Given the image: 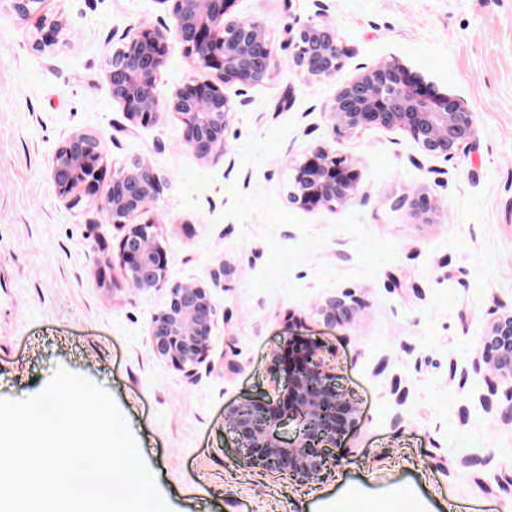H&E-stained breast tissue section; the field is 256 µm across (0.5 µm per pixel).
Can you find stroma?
Masks as SVG:
<instances>
[{
	"label": "stroma",
	"instance_id": "1",
	"mask_svg": "<svg viewBox=\"0 0 512 512\" xmlns=\"http://www.w3.org/2000/svg\"><path fill=\"white\" fill-rule=\"evenodd\" d=\"M70 28L45 53L33 22L0 6V399L41 393L59 370L106 390L139 439L170 512H323L351 486L401 487L433 512H512V390L474 369L494 316L512 311V0H234L276 48L271 79L227 94L228 154L181 144L171 114L126 129L105 71L123 37L171 21L166 0H46ZM331 25L350 50L335 79L289 60L288 28ZM397 58L475 112L478 139L432 158L405 134H335L324 112L359 66ZM169 39L157 86L196 76ZM105 162L149 159L169 283L210 288L207 359L188 376L152 351L165 290L130 288L113 258L123 235L85 199L68 208L49 178L71 130ZM352 159L366 204L303 209L294 159L316 146ZM426 191L429 221L398 207ZM345 297L348 315L320 308ZM310 340L349 391L358 423L316 481L236 466L229 405L277 400L289 342Z\"/></svg>",
	"mask_w": 512,
	"mask_h": 512
}]
</instances>
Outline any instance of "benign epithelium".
Wrapping results in <instances>:
<instances>
[{"mask_svg":"<svg viewBox=\"0 0 512 512\" xmlns=\"http://www.w3.org/2000/svg\"><path fill=\"white\" fill-rule=\"evenodd\" d=\"M22 19L39 16V37L32 49L42 52L69 28L62 16L42 13L45 0H7ZM172 25L141 26L116 49L107 70L112 101L129 122L128 131L152 122L159 113L174 114L182 125V145L200 160L224 155L232 105L229 86L253 88L271 76L272 43L256 20L227 19L233 0H170ZM293 65L309 78L329 80L343 67L349 49L335 30L308 22L289 28ZM179 40L195 67L210 77L192 78L159 98L156 93L170 38ZM326 115L337 133L376 127L401 132L433 158L448 160L454 149L478 137L476 113L454 96L434 93L395 59L363 66L336 92ZM292 203L301 208L365 204L354 163L315 147L292 165ZM106 165L100 139L85 130L70 132L55 150L49 178L57 196L70 208L82 195L98 198V209L111 224L126 228L117 259L131 288L146 292L167 289L168 301L149 330L154 354L188 375L203 363L211 339L215 304L208 288L193 283L170 284L163 248L148 216L161 193V181L149 161L136 158L112 169ZM416 216L434 214L437 199L415 191L397 200ZM146 216L143 221L136 218ZM475 367L485 363L512 385V313L491 319L482 337ZM288 404L261 406L241 402L225 409V425L237 437L236 465L243 469L287 475L298 482L318 478L330 462L329 449L356 425V410L336 387L326 364L310 351L288 372ZM295 424L293 436L281 429Z\"/></svg>","mask_w":512,"mask_h":512,"instance_id":"7a95c632","label":"benign epithelium"}]
</instances>
